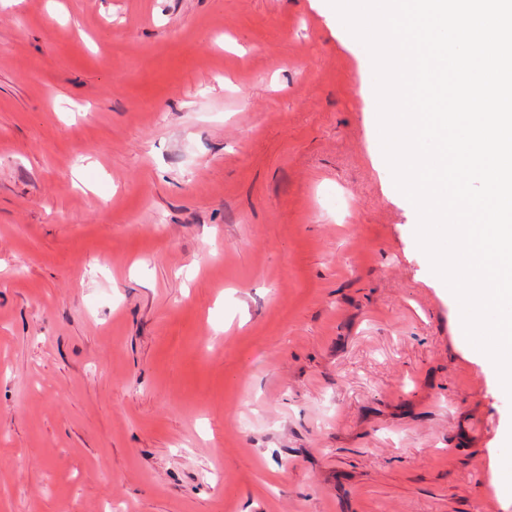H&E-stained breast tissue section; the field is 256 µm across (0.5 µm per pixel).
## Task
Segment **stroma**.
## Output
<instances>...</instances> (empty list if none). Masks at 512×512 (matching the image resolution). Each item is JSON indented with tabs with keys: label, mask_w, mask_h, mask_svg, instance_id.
<instances>
[{
	"label": "stroma",
	"mask_w": 512,
	"mask_h": 512,
	"mask_svg": "<svg viewBox=\"0 0 512 512\" xmlns=\"http://www.w3.org/2000/svg\"><path fill=\"white\" fill-rule=\"evenodd\" d=\"M316 0H0V512H512V396Z\"/></svg>",
	"instance_id": "35a3bbf8"
}]
</instances>
